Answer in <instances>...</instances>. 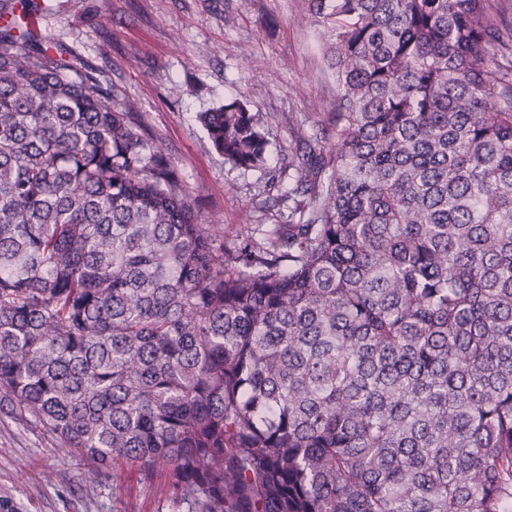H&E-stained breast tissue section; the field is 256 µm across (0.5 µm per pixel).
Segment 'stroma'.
Returning <instances> with one entry per match:
<instances>
[{"instance_id": "stroma-1", "label": "stroma", "mask_w": 512, "mask_h": 512, "mask_svg": "<svg viewBox=\"0 0 512 512\" xmlns=\"http://www.w3.org/2000/svg\"><path fill=\"white\" fill-rule=\"evenodd\" d=\"M37 17L44 37L137 103L225 244L271 200L264 176L225 164L197 113L235 98L295 113L270 130L283 166L300 140L328 130L337 89L306 0H42ZM87 470L35 418L0 409V512H178L164 473L117 464L92 482Z\"/></svg>"}]
</instances>
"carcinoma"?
Segmentation results:
<instances>
[{"label":"carcinoma","instance_id":"obj_1","mask_svg":"<svg viewBox=\"0 0 512 512\" xmlns=\"http://www.w3.org/2000/svg\"><path fill=\"white\" fill-rule=\"evenodd\" d=\"M307 4L331 139L226 246L137 103L0 0V403L187 512H512V29ZM291 117L197 115L270 193Z\"/></svg>","mask_w":512,"mask_h":512}]
</instances>
